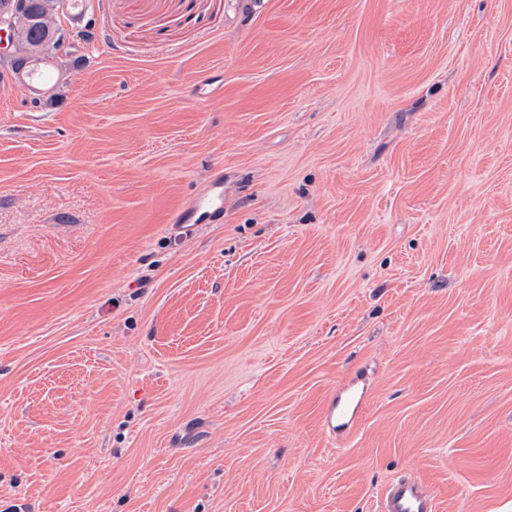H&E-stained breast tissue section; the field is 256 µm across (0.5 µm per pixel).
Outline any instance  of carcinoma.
<instances>
[{
	"label": "carcinoma",
	"instance_id": "cac0c4a2",
	"mask_svg": "<svg viewBox=\"0 0 512 512\" xmlns=\"http://www.w3.org/2000/svg\"><path fill=\"white\" fill-rule=\"evenodd\" d=\"M67 2L74 0H36L35 15L22 26V47L11 64L13 72L28 71L40 60V55L32 54L30 50L46 48L51 51L63 45L66 32L60 24V12L64 11Z\"/></svg>",
	"mask_w": 512,
	"mask_h": 512
}]
</instances>
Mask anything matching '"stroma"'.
I'll return each instance as SVG.
<instances>
[{
  "instance_id": "35a3bbf8",
  "label": "stroma",
  "mask_w": 512,
  "mask_h": 512,
  "mask_svg": "<svg viewBox=\"0 0 512 512\" xmlns=\"http://www.w3.org/2000/svg\"><path fill=\"white\" fill-rule=\"evenodd\" d=\"M80 21L44 97L0 63V512H512V0ZM174 224L187 231L201 224H220L224 218V172L211 177L195 190L190 200L176 209ZM369 399V387L363 378H354L334 391L324 411L325 433L333 438L338 433L349 439L357 429ZM382 512H436L431 490L412 471L394 480L386 489Z\"/></svg>"
}]
</instances>
